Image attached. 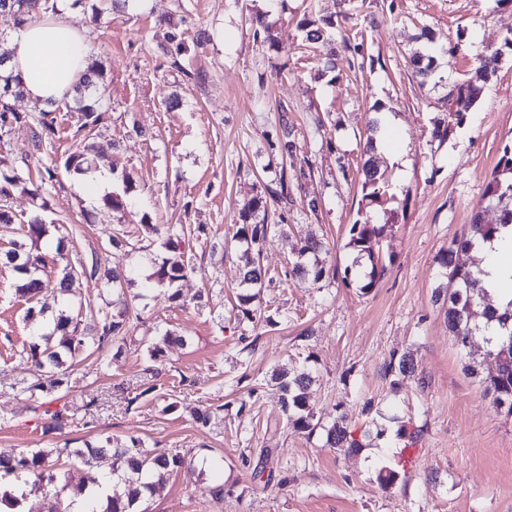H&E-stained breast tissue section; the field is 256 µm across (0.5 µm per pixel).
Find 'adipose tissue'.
<instances>
[{
    "label": "adipose tissue",
    "instance_id": "1",
    "mask_svg": "<svg viewBox=\"0 0 512 512\" xmlns=\"http://www.w3.org/2000/svg\"><path fill=\"white\" fill-rule=\"evenodd\" d=\"M71 0H57L55 14L24 23L11 45V65L27 97L50 105L72 94L87 65L89 40L71 21ZM482 284L499 305L512 301V230L502 229L488 245Z\"/></svg>",
    "mask_w": 512,
    "mask_h": 512
}]
</instances>
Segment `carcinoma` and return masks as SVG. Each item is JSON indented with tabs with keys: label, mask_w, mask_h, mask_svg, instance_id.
I'll return each mask as SVG.
<instances>
[{
	"label": "carcinoma",
	"mask_w": 512,
	"mask_h": 512,
	"mask_svg": "<svg viewBox=\"0 0 512 512\" xmlns=\"http://www.w3.org/2000/svg\"><path fill=\"white\" fill-rule=\"evenodd\" d=\"M56 10V5L49 0H0V16H6L18 26L26 20H35L41 14ZM299 27L305 31V41L311 44L323 43L331 38L332 29L336 27L331 20L303 19ZM501 51L496 49L478 55L475 58V72L489 75L496 69ZM11 52L0 48V133L23 119L22 113L16 109V103L23 95L21 76L10 66ZM411 64L422 77L430 76V71L437 65V58L421 52L415 53ZM102 71V62L93 59L88 63L74 87L79 95L77 101H82L89 91L97 90L95 77ZM460 97L464 98V108H469L477 99L480 88L473 83L464 81L456 83ZM80 125L76 134L88 136L95 128L106 120L107 111L92 104L79 107ZM58 133L56 117L52 112H43L34 120L32 128V143L35 150L51 143ZM64 170L70 174L89 176L97 168L93 157L92 146L86 145L81 151L69 154L63 161ZM362 200L365 206L358 210L360 218L351 224L348 246L357 253V258L370 265L367 273L368 281L361 286L367 294L375 286L378 276L385 270V265L376 249L379 239L384 232V225L373 222L372 216L366 214V208L381 207L396 197L387 195L386 177L380 171L376 157L370 155L362 164ZM57 177L56 168L46 167L40 173L39 182L32 177L16 172L12 175L0 173V224H14L17 217L8 207V200L14 191L21 189L30 194L32 201L37 203V209H46V201L42 196V185L53 182ZM490 206L497 208L498 219L494 224H487L483 212ZM242 223L237 225L235 239L255 245L265 238L268 231L275 225L268 223L267 202L257 198L249 202L241 215ZM512 224V146L503 148L491 179L487 182L483 193V205L472 214L470 223L457 236L448 249L439 257L440 266L445 269L447 284L445 289H436V299H444L448 304L445 314L448 322V332L454 337L457 345L467 349V340L476 336L482 337L486 344L482 360L466 365V370L482 377L485 391L493 396L497 407L507 408V414L512 415V300L504 309L495 306L493 298L481 285L478 277L480 260L473 259L470 263L459 261V254H472L477 241H491L501 228ZM165 248L169 255L162 259L153 272L152 278L161 285L172 288L177 282L193 273L194 267L184 256L182 236L173 231L168 234ZM323 243L313 237L301 240L295 246L296 261L292 273L299 278H310L317 282L324 278L327 269L320 261L319 254L323 251ZM64 239H57L54 246L46 251L32 252L22 244L0 253V262L12 268L18 275L19 284L16 292L19 296L31 300L50 288L60 296V304L51 316L45 311L29 309L26 317L40 319L45 323V337L57 338L55 349L41 348L39 344L29 345L27 359L42 370L52 369L49 383L42 382L27 387V391L48 392L57 390L64 385V378L57 376L55 369L65 364V358L75 359L89 349V344L96 345L102 350L124 339L126 322L118 320L107 312L100 315L96 336L89 338L80 329L81 321L74 316L70 305L69 294L73 285L76 271L68 259ZM64 264L60 276L55 281L45 280L42 272L48 264ZM80 275L94 280L99 274V259L91 257V261L81 265ZM267 271L254 258H247L240 269V285L246 288V293L240 296L242 313L252 315L249 308L257 299V290L265 285ZM385 374L393 376L391 385L398 389L403 382L415 376V364L411 355L400 358L390 357L384 364ZM282 391V411L288 424L296 431H311L316 427L315 415L309 407L306 391L313 381L310 372L301 370L293 375L284 374L278 377ZM34 410L42 411L48 420V426L63 429L68 422L66 406L52 409V402H41L34 399ZM326 444L345 453H356L364 444L354 438L345 422V416L340 414L336 421L326 430ZM75 456L87 471V480L79 489L84 494L92 485L99 483L100 474L97 471L99 460L108 458L112 461L111 476L115 479L112 495L107 497V505L97 510L96 503L90 502L86 512H136V508L146 496L155 495L160 489L166 475L185 465V457L178 453L162 452L155 456H144L139 452L138 441L132 439L121 447L106 445L93 446L86 444V450L75 451ZM31 479L42 488H51L67 483L68 472L58 461L49 455L38 451L30 455L14 454L0 451V482L8 477L15 481L22 477Z\"/></svg>",
	"instance_id": "carcinoma-1"
}]
</instances>
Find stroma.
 <instances>
[{
    "mask_svg": "<svg viewBox=\"0 0 512 512\" xmlns=\"http://www.w3.org/2000/svg\"><path fill=\"white\" fill-rule=\"evenodd\" d=\"M93 5L83 0L74 21L104 64L100 104L109 118L94 141L100 168L117 170L111 190L124 194L125 211L104 204L93 178L61 168L76 146L74 98L55 103L59 134L39 153L29 121L42 108L22 102L26 118L0 136V158L11 168L57 166L44 215L50 236L65 238L71 263L95 253L103 268L126 271L127 334L77 357L59 390L69 421L45 429L25 391L35 369L19 354L37 331L14 273L0 268V450L49 451L69 466V451L85 443L135 437L143 453L189 458L145 512H512V417L464 370L482 356V340L461 350L434 298L446 284L440 252L479 208L512 143V52L442 144L432 131L448 118L446 90L423 82L409 63L427 27L449 48L442 75L468 79L476 54L512 30V5L364 0L318 49L303 41L298 22L309 7L336 16L339 0H142L98 23ZM259 12L275 48L254 34L250 18ZM169 17L184 45L175 56L163 51ZM382 115L401 133L400 188L409 200L373 213L385 227L379 247L387 269L365 294L344 271L355 257L349 228L362 199L366 133ZM283 180L287 200L270 202ZM254 198L268 200L273 229L258 244L268 281L250 320L238 301L244 246L233 235ZM144 219L206 230L186 240L195 271L178 282L177 300L149 280L166 254L164 235L124 236ZM307 235L328 245L320 258L330 274L317 283L289 275L291 245ZM168 330L185 345L152 355L153 338ZM406 352L416 378L395 393L383 365ZM302 368L314 377L308 402L321 422L310 434L288 426L271 380L275 371ZM369 399L376 411L367 416ZM205 407L214 414L206 427L193 416ZM340 413L354 433H370L359 452L325 445ZM393 415L415 438L397 437ZM411 447L416 460L406 468L401 456ZM205 457L221 459V468L201 466ZM383 466L399 472L392 486L377 480ZM218 485L219 499L210 493Z\"/></svg>",
    "mask_w": 512,
    "mask_h": 512,
    "instance_id": "35a3bbf8",
    "label": "stroma"
}]
</instances>
